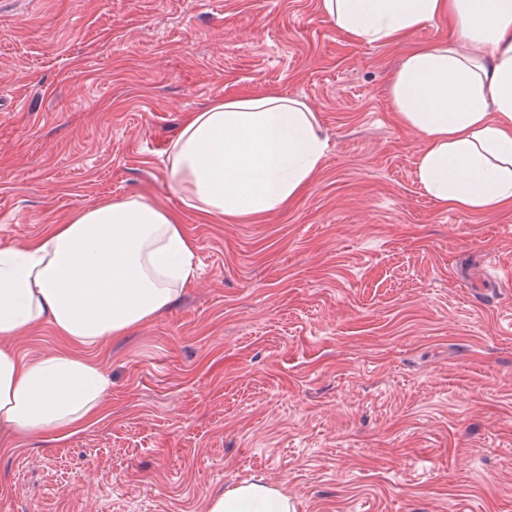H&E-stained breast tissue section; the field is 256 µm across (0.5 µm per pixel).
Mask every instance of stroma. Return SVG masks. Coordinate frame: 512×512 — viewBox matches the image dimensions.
<instances>
[{"instance_id":"1","label":"stroma","mask_w":512,"mask_h":512,"mask_svg":"<svg viewBox=\"0 0 512 512\" xmlns=\"http://www.w3.org/2000/svg\"><path fill=\"white\" fill-rule=\"evenodd\" d=\"M448 34L352 44L319 0H0V249L137 196L198 259L124 335L9 340L111 386L68 437L0 428V512H207L251 482L292 512H512V208L435 203L389 100L402 58ZM266 88L316 112L324 162L285 210L201 222L169 142Z\"/></svg>"}]
</instances>
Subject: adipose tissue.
Wrapping results in <instances>:
<instances>
[{
    "mask_svg": "<svg viewBox=\"0 0 512 512\" xmlns=\"http://www.w3.org/2000/svg\"><path fill=\"white\" fill-rule=\"evenodd\" d=\"M348 40L392 42L445 18L452 36L405 56L390 103L424 141L416 174L439 205L472 214L512 206V0H320ZM328 150L315 112L265 89L191 114L167 169L202 220L261 215L296 197ZM197 277L196 245L169 211L138 197L86 208L19 248L0 249V426L67 435L91 418L111 380L75 356L20 360L4 342L51 322L76 343L120 336L169 308ZM208 512H290L262 483Z\"/></svg>",
    "mask_w": 512,
    "mask_h": 512,
    "instance_id": "obj_1",
    "label": "adipose tissue"
}]
</instances>
